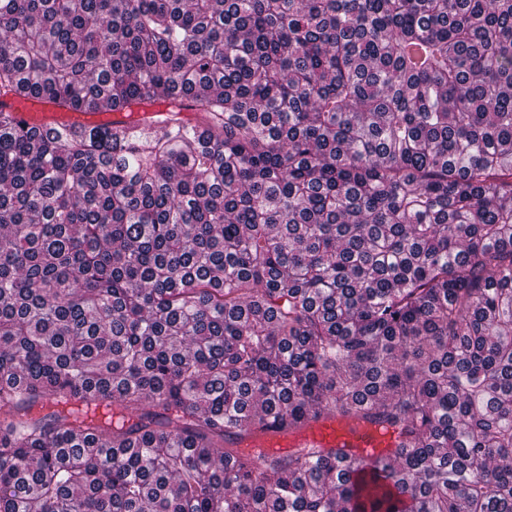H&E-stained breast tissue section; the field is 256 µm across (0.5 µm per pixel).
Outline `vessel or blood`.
Wrapping results in <instances>:
<instances>
[{
	"instance_id": "1",
	"label": "vessel or blood",
	"mask_w": 512,
	"mask_h": 512,
	"mask_svg": "<svg viewBox=\"0 0 512 512\" xmlns=\"http://www.w3.org/2000/svg\"><path fill=\"white\" fill-rule=\"evenodd\" d=\"M0 106L17 120L28 124L82 125L121 124L159 113V106H132L130 111L118 112L107 108L96 112H71L51 102L34 97L5 96ZM248 447L269 451L291 448L343 449L349 456L372 462L394 447L395 438L374 426L330 416L310 422L295 432L270 431L249 438Z\"/></svg>"
}]
</instances>
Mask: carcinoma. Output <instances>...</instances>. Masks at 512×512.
I'll return each mask as SVG.
<instances>
[{
	"label": "carcinoma",
	"mask_w": 512,
	"mask_h": 512,
	"mask_svg": "<svg viewBox=\"0 0 512 512\" xmlns=\"http://www.w3.org/2000/svg\"><path fill=\"white\" fill-rule=\"evenodd\" d=\"M7 92L171 107L0 111V512H512V0H0ZM0 103L4 105L3 110L9 112L17 120L28 124L56 125H82L95 126L100 124H114L133 122L143 116H153L157 113H164L166 106L159 105H133L131 112H118L103 108L97 112H70L56 106L51 102L34 97L5 96L0 97ZM242 447L265 448L268 451H288L290 448L343 449L350 457L371 463L395 447L390 432H381L374 426L330 416L312 421L296 432L269 431L254 436Z\"/></svg>",
	"instance_id": "carcinoma-1"
}]
</instances>
